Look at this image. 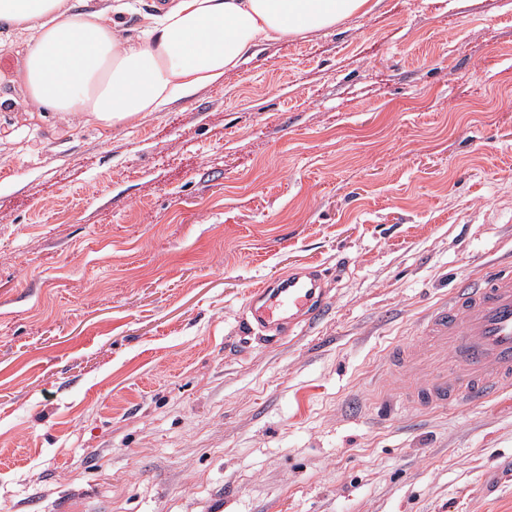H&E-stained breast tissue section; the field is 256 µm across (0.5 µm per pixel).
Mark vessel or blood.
Returning a JSON list of instances; mask_svg holds the SVG:
<instances>
[{
	"label": "vessel or blood",
	"mask_w": 512,
	"mask_h": 512,
	"mask_svg": "<svg viewBox=\"0 0 512 512\" xmlns=\"http://www.w3.org/2000/svg\"><path fill=\"white\" fill-rule=\"evenodd\" d=\"M326 310L325 275L305 267L255 290L242 322L270 340ZM388 392L417 412L483 403L512 384V262L485 265L427 311L417 336L392 343ZM83 490L59 496L51 512H86Z\"/></svg>",
	"instance_id": "1"
}]
</instances>
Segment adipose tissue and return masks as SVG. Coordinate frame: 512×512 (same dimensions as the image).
I'll return each instance as SVG.
<instances>
[{
  "instance_id": "ef3b65f1",
  "label": "adipose tissue",
  "mask_w": 512,
  "mask_h": 512,
  "mask_svg": "<svg viewBox=\"0 0 512 512\" xmlns=\"http://www.w3.org/2000/svg\"><path fill=\"white\" fill-rule=\"evenodd\" d=\"M374 7L373 0H165L141 36L122 39L124 0L82 13L66 0H0V25L32 34L19 81L35 118L80 116L108 129L222 84L267 42L327 30Z\"/></svg>"
}]
</instances>
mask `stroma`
Returning <instances> with one entry per match:
<instances>
[{"label": "stroma", "mask_w": 512, "mask_h": 512, "mask_svg": "<svg viewBox=\"0 0 512 512\" xmlns=\"http://www.w3.org/2000/svg\"><path fill=\"white\" fill-rule=\"evenodd\" d=\"M0 90V512H512V387L376 407L387 346L512 257V0H381L109 130ZM308 266L322 319L244 333ZM91 497L84 490H71L59 496L51 508L52 512H87Z\"/></svg>", "instance_id": "1"}]
</instances>
